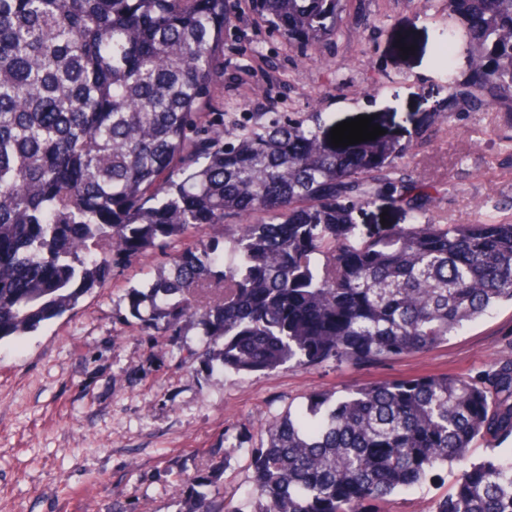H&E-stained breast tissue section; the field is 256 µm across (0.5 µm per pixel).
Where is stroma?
Instances as JSON below:
<instances>
[{
  "mask_svg": "<svg viewBox=\"0 0 512 512\" xmlns=\"http://www.w3.org/2000/svg\"><path fill=\"white\" fill-rule=\"evenodd\" d=\"M449 18L421 0H347L337 40L300 51L245 13L224 36V72L213 96L225 133L272 112L320 113L332 127L369 116L407 146L406 177L433 188L418 206L435 224H494L512 217V129L495 112L449 107L464 53L437 63ZM411 45L402 53V45ZM356 220L371 232L407 225L413 215L375 198ZM169 242L117 270L76 309L20 342L0 344V512H179L178 469L208 461L219 435L234 448L224 463V495L253 512L251 450L260 422L301 406L315 390L405 380L436 372L478 375L512 354V307L490 309L439 348L378 363L284 367L237 374L186 368L149 349L120 324L123 295L166 271ZM453 474L391 497L388 512H431Z\"/></svg>",
  "mask_w": 512,
  "mask_h": 512,
  "instance_id": "1",
  "label": "stroma"
}]
</instances>
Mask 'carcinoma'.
Wrapping results in <instances>:
<instances>
[{
  "label": "carcinoma",
  "mask_w": 512,
  "mask_h": 512,
  "mask_svg": "<svg viewBox=\"0 0 512 512\" xmlns=\"http://www.w3.org/2000/svg\"><path fill=\"white\" fill-rule=\"evenodd\" d=\"M227 0H0V342L72 311L172 239L166 274L125 290L149 348L180 364L275 372L433 350L497 304L512 305V221L415 223L376 235L358 213L382 190L412 209L407 148L383 137L315 149L298 112L217 137L211 87L224 64ZM299 49L337 38L342 0H249ZM443 59L486 61L455 82L462 112L512 126V0H445ZM228 216L236 233L219 247ZM195 322L205 336L183 344ZM256 512H386L403 490L457 470L433 512H512V357L476 378L433 373L316 391L262 425ZM173 485L179 512H241L224 460Z\"/></svg>",
  "instance_id": "carcinoma-1"
}]
</instances>
